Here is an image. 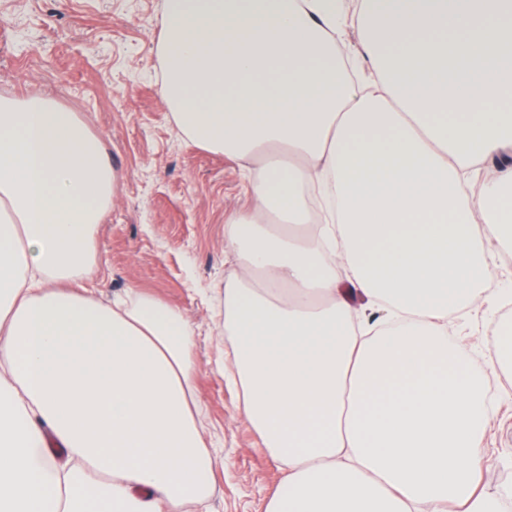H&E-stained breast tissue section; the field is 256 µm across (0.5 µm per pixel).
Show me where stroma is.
<instances>
[{
  "instance_id": "35a3bbf8",
  "label": "stroma",
  "mask_w": 512,
  "mask_h": 512,
  "mask_svg": "<svg viewBox=\"0 0 512 512\" xmlns=\"http://www.w3.org/2000/svg\"><path fill=\"white\" fill-rule=\"evenodd\" d=\"M163 4L0 0V93L52 95L102 139L117 181L96 231V296L108 303L133 284L194 324L198 426L215 459L211 512H265L282 473L215 365L230 346L220 309L237 269L224 260V225L251 204L245 165L189 140L163 102ZM506 316L482 309L448 327L496 384L481 476L490 492L512 487V378L489 366L490 332Z\"/></svg>"
}]
</instances>
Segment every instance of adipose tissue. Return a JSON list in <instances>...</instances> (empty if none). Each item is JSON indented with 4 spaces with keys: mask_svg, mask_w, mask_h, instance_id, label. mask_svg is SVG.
<instances>
[{
    "mask_svg": "<svg viewBox=\"0 0 512 512\" xmlns=\"http://www.w3.org/2000/svg\"><path fill=\"white\" fill-rule=\"evenodd\" d=\"M159 54L183 134L252 166L224 334L284 473L266 512H505L448 323L500 303L486 243L512 248V0H164ZM113 194L77 113L0 95V512L206 502L193 324L89 296Z\"/></svg>",
    "mask_w": 512,
    "mask_h": 512,
    "instance_id": "obj_1",
    "label": "adipose tissue"
}]
</instances>
